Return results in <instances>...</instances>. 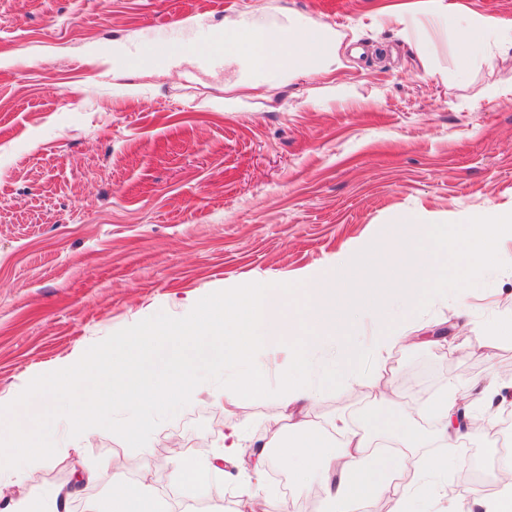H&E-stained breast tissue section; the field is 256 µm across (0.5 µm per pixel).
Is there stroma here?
<instances>
[{"label":"stroma","instance_id":"obj_1","mask_svg":"<svg viewBox=\"0 0 512 512\" xmlns=\"http://www.w3.org/2000/svg\"><path fill=\"white\" fill-rule=\"evenodd\" d=\"M394 0H0V405L36 376L76 363L93 344L158 312L188 314L204 296L258 279L297 286L327 274L399 231L404 217L453 222L490 208H512V50L493 65L454 73L452 31L418 21L411 37L386 13ZM268 24L301 16L345 36L344 69L236 86L233 69L191 56L228 17ZM139 55L175 54L164 70L112 64L115 44ZM429 65H422L421 54ZM234 99L233 111L224 102ZM401 338L374 348L379 321ZM512 322V268L486 272L467 293L435 298L421 313L383 300L378 318H356L360 347L372 349L370 375L351 387L319 391L306 410L328 426L343 419L369 431L406 410L431 438L405 462L448 451V488L475 494L461 473L495 459L505 427L468 435L447 448L429 403L453 384L499 376L493 404L512 401V339L489 343L495 324ZM448 333L436 339L432 333ZM413 376L400 408L379 407L377 380ZM200 384L189 405L160 424L148 445L131 449L92 428L22 474L0 475V502L57 490L83 512L112 492V463L126 479L152 468L162 512H243V471L224 470V494L200 500L174 484L176 457L162 440L211 437L215 417L246 426L244 450L264 442L267 465L253 490L266 512L290 503L312 512L318 476L291 478L267 447L271 422L288 426L281 398L215 401ZM99 477L81 482L84 468Z\"/></svg>","mask_w":512,"mask_h":512}]
</instances>
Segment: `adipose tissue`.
Instances as JSON below:
<instances>
[{
  "label": "adipose tissue",
  "instance_id": "adipose-tissue-1",
  "mask_svg": "<svg viewBox=\"0 0 512 512\" xmlns=\"http://www.w3.org/2000/svg\"><path fill=\"white\" fill-rule=\"evenodd\" d=\"M499 34L496 18L464 16L457 27L459 70H467L478 59L493 63V46ZM224 62L243 68L240 82L245 85L262 74L288 79L310 73L328 75L343 68L344 54L338 33L298 18L266 28L229 20L224 24ZM271 433L285 449L279 457L283 467L300 473L312 465L319 467L326 512H370L382 498L389 501V512H414L417 496L436 494L441 488L438 477L448 470L447 456L431 455L420 460L410 482L402 483L398 475L404 469V459L372 453L365 437L345 436L336 453L328 454L324 451L327 434L323 429L298 423L290 435H283L278 425L272 426ZM504 466L507 475L497 480L492 494L455 499L448 512H512V460H505ZM221 473V467L209 458L194 457L178 464L176 477L181 484L208 494L217 488ZM94 512H159V504L148 493L145 482L118 478L111 497L98 502Z\"/></svg>",
  "mask_w": 512,
  "mask_h": 512
}]
</instances>
